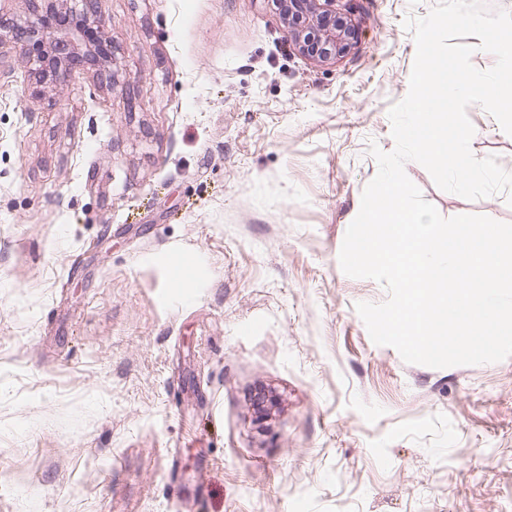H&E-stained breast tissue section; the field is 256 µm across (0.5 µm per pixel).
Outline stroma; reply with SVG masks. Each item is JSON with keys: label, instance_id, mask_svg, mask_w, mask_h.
Segmentation results:
<instances>
[{"label": "stroma", "instance_id": "stroma-1", "mask_svg": "<svg viewBox=\"0 0 512 512\" xmlns=\"http://www.w3.org/2000/svg\"><path fill=\"white\" fill-rule=\"evenodd\" d=\"M436 2L337 0L358 40L324 63L272 0H95L113 85L8 49L0 512H512V357L405 363L355 310L387 290L339 264ZM405 171L443 217L512 223V190Z\"/></svg>", "mask_w": 512, "mask_h": 512}]
</instances>
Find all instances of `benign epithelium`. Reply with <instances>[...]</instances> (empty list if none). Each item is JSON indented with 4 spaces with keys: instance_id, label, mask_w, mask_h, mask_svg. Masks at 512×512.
I'll return each instance as SVG.
<instances>
[{
    "instance_id": "obj_1",
    "label": "benign epithelium",
    "mask_w": 512,
    "mask_h": 512,
    "mask_svg": "<svg viewBox=\"0 0 512 512\" xmlns=\"http://www.w3.org/2000/svg\"><path fill=\"white\" fill-rule=\"evenodd\" d=\"M59 0H38L32 16L17 30L0 32L6 42L20 47L45 80L61 83L70 75L75 59L86 60L96 74L115 81L112 43L97 39L102 20L95 11H74L66 19L58 12ZM287 9L284 17L302 53L320 62L346 54L356 43L358 32L336 11V0H274Z\"/></svg>"
}]
</instances>
